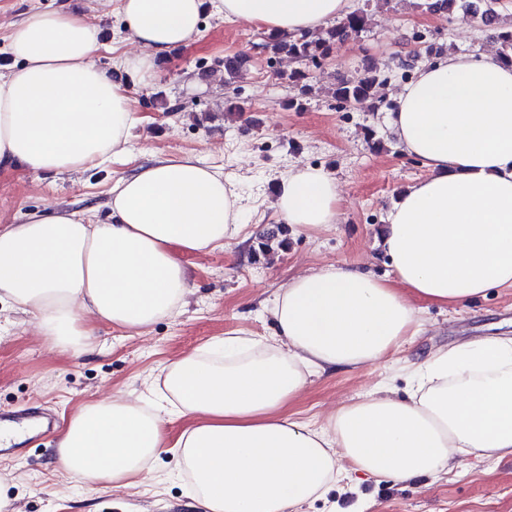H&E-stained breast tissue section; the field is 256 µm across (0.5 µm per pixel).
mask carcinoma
Wrapping results in <instances>:
<instances>
[{
  "mask_svg": "<svg viewBox=\"0 0 512 512\" xmlns=\"http://www.w3.org/2000/svg\"><path fill=\"white\" fill-rule=\"evenodd\" d=\"M494 0H427L424 8L431 12L452 14L457 9H466L481 20L498 18L497 10L492 7ZM365 17L353 13L338 26L323 29L316 33H299L289 37L268 34L264 37L263 50L273 55L284 54L300 63L318 66V62L327 59L336 43L350 39L363 30ZM244 63L241 56L224 58V82L230 84L241 78ZM383 84L380 76L372 71L356 79L343 78L331 88L333 98L345 104H380L379 88Z\"/></svg>",
  "mask_w": 512,
  "mask_h": 512,
  "instance_id": "cac0c4a2",
  "label": "carcinoma"
}]
</instances>
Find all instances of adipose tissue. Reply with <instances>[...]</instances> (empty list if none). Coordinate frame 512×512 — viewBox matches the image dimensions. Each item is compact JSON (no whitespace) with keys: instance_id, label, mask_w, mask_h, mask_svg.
<instances>
[{"instance_id":"1","label":"adipose tissue","mask_w":512,"mask_h":512,"mask_svg":"<svg viewBox=\"0 0 512 512\" xmlns=\"http://www.w3.org/2000/svg\"><path fill=\"white\" fill-rule=\"evenodd\" d=\"M132 50L124 78L99 67L94 26L37 11L11 30L0 73V171H86L127 150L130 91L157 61L200 34L204 0H117ZM218 13L267 32L315 33L353 0H214ZM389 127L426 174L399 196L376 240L393 278L331 264L294 277L272 302L276 341L223 339L162 371L153 404L122 397L82 406L59 435L58 462L87 486L145 477L174 446L200 512H295L343 474L409 481L457 458L512 460V336L438 351L414 369L408 396L375 389L315 430L292 406L312 377L378 362L415 335L420 305L462 304L512 289V64L448 52L391 95ZM327 171L296 166L276 187L289 224L337 223ZM106 217L60 208L0 224V302L38 316L36 330L74 353L101 326L140 332L176 315L192 291L187 258L238 237L240 198L221 171L186 156L156 158L118 179ZM185 426L175 443L165 417Z\"/></svg>"}]
</instances>
